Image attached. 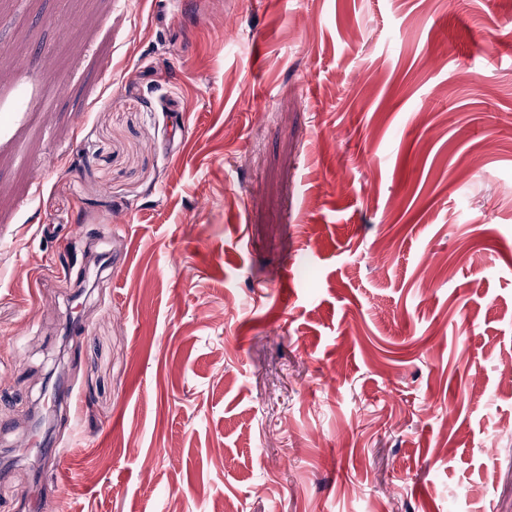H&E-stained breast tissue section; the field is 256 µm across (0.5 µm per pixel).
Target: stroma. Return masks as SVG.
Wrapping results in <instances>:
<instances>
[{
  "label": "stroma",
  "instance_id": "1",
  "mask_svg": "<svg viewBox=\"0 0 512 512\" xmlns=\"http://www.w3.org/2000/svg\"><path fill=\"white\" fill-rule=\"evenodd\" d=\"M2 71L0 512H512V0H0Z\"/></svg>",
  "mask_w": 512,
  "mask_h": 512
}]
</instances>
